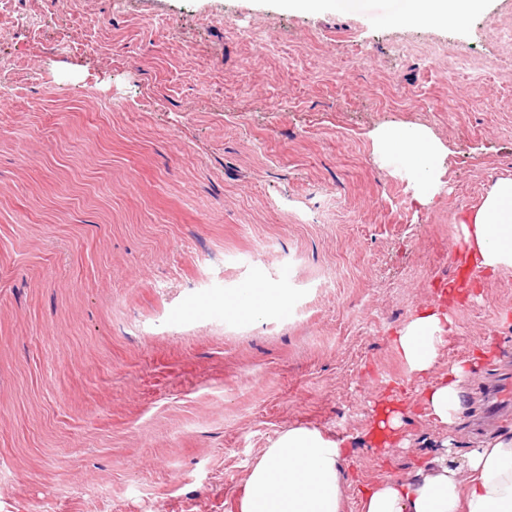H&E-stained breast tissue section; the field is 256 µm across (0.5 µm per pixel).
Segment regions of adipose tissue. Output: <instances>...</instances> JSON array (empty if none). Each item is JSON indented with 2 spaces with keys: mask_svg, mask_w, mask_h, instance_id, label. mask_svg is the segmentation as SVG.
I'll return each instance as SVG.
<instances>
[{
  "mask_svg": "<svg viewBox=\"0 0 512 512\" xmlns=\"http://www.w3.org/2000/svg\"><path fill=\"white\" fill-rule=\"evenodd\" d=\"M480 6V0H387L382 20L459 26ZM379 145L404 161L423 196L432 194L439 177L440 149L424 130L389 128L382 132ZM461 223L464 252L476 270L512 268V178L498 179ZM452 329L451 315L440 301L410 319L393 338L407 372L429 378L419 392L421 407L451 432L465 408L467 379L494 352L492 342H483L472 357L433 376L439 347ZM346 456L344 441L304 426L288 428L255 463L240 512H343L341 476ZM361 512H512V427L472 449L462 465L437 457L413 477L365 490Z\"/></svg>",
  "mask_w": 512,
  "mask_h": 512,
  "instance_id": "adipose-tissue-1",
  "label": "adipose tissue"
}]
</instances>
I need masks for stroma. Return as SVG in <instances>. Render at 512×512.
Segmentation results:
<instances>
[{
	"label": "stroma",
	"instance_id": "obj_1",
	"mask_svg": "<svg viewBox=\"0 0 512 512\" xmlns=\"http://www.w3.org/2000/svg\"><path fill=\"white\" fill-rule=\"evenodd\" d=\"M281 0H11L0 13V512H239L288 428L345 440L361 493L488 435L512 269L449 303L435 375L493 339L455 435L391 344L438 301L459 222L512 177V0L462 26ZM441 150L417 198L386 128ZM286 312L224 308L242 284ZM399 399L389 400L388 404L383 403L376 413L375 423L371 425L370 440L373 444L383 445V448L398 446L397 436L402 425L403 410L397 405Z\"/></svg>",
	"mask_w": 512,
	"mask_h": 512
}]
</instances>
